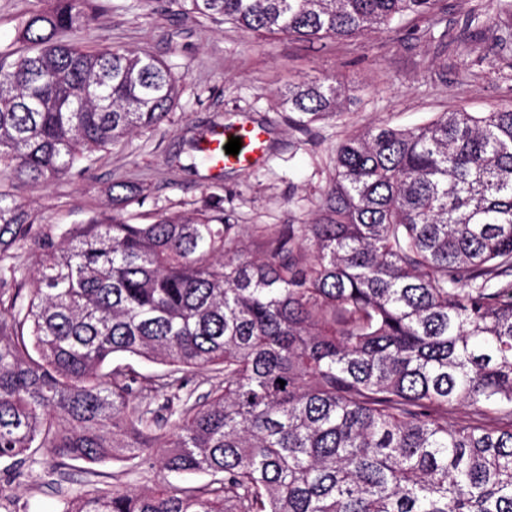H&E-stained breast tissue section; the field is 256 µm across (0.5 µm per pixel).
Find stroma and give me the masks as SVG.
Returning a JSON list of instances; mask_svg holds the SVG:
<instances>
[{"mask_svg":"<svg viewBox=\"0 0 512 512\" xmlns=\"http://www.w3.org/2000/svg\"><path fill=\"white\" fill-rule=\"evenodd\" d=\"M490 13L496 18L491 28L485 24ZM76 39L90 49H148L183 81L160 129L95 153L83 173L16 188V200L33 220L30 236L13 250L11 263L22 274L41 257L36 239L108 210L113 183L141 186L139 203L127 209L135 224L210 200L249 235L260 225L306 224L347 138L379 125L411 127L438 112H488L512 101V0L492 8L486 0H442L431 21L407 19L352 42L259 35L199 24L141 0H101ZM315 78L336 80L344 103L302 131L285 121L281 99L289 85ZM247 118L263 123L273 145L259 165L210 172L175 161L194 133ZM36 457L29 476L0 498V512H60L62 500L76 492L150 484L122 462L52 469L46 450Z\"/></svg>","mask_w":512,"mask_h":512,"instance_id":"stroma-1","label":"stroma"}]
</instances>
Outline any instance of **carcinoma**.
I'll list each match as a JSON object with an SVG mask.
<instances>
[{
  "mask_svg": "<svg viewBox=\"0 0 512 512\" xmlns=\"http://www.w3.org/2000/svg\"><path fill=\"white\" fill-rule=\"evenodd\" d=\"M185 19L351 41L439 0H168ZM94 0L34 7L0 50V254L31 227L11 188L167 120L181 77L147 51L70 35ZM308 127L336 82L285 92ZM203 135L185 140L199 155ZM60 228L0 289V461L120 460L153 486L61 512H512V102L344 141L318 216L257 231L207 202ZM117 356L169 367L147 378ZM210 369L193 396L179 374ZM285 385H280V381ZM463 407L467 417L450 420ZM207 474L194 485L187 478Z\"/></svg>",
  "mask_w": 512,
  "mask_h": 512,
  "instance_id": "carcinoma-1",
  "label": "carcinoma"
}]
</instances>
